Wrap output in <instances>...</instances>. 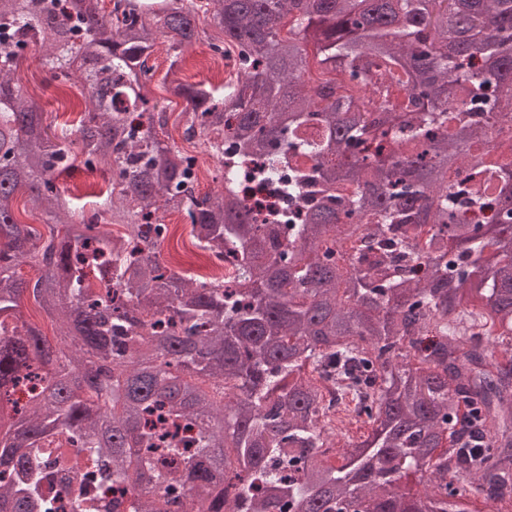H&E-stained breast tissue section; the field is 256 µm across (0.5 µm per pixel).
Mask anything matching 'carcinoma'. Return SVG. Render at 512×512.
Returning a JSON list of instances; mask_svg holds the SVG:
<instances>
[{"instance_id": "obj_1", "label": "carcinoma", "mask_w": 512, "mask_h": 512, "mask_svg": "<svg viewBox=\"0 0 512 512\" xmlns=\"http://www.w3.org/2000/svg\"><path fill=\"white\" fill-rule=\"evenodd\" d=\"M109 2L0 0V512H57L63 496L84 512L116 481L135 512L512 502V355L489 369L485 345L494 331L512 347V162L476 153L512 116V0ZM202 22L236 74L221 87L182 81ZM161 38L185 132L220 161L235 141L271 180L294 161L286 223L239 199L235 167L227 194L195 191L196 157L159 137ZM32 46L49 81L85 91L79 138L85 165L112 172L116 232L103 212L69 220L56 176L74 140L13 80ZM487 167L494 222L471 224L484 189L448 171ZM22 191L45 231L18 221ZM168 211L225 275L188 281L161 262ZM28 292L63 347L26 319ZM332 401L371 427L338 455ZM60 431L93 469L75 494L55 482L70 466Z\"/></svg>"}]
</instances>
